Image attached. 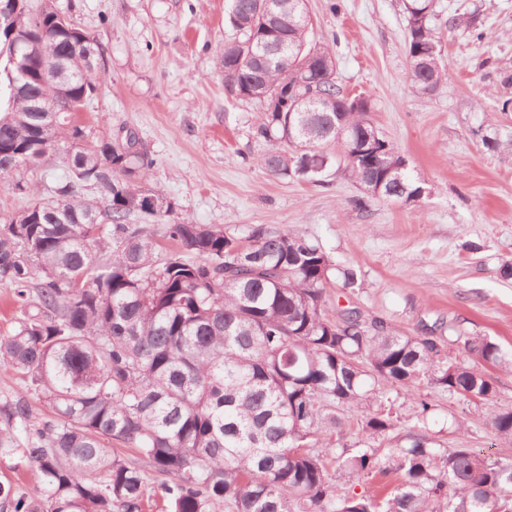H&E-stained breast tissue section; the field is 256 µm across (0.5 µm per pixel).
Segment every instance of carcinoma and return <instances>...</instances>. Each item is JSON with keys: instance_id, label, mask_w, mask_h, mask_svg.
<instances>
[{"instance_id": "obj_1", "label": "carcinoma", "mask_w": 512, "mask_h": 512, "mask_svg": "<svg viewBox=\"0 0 512 512\" xmlns=\"http://www.w3.org/2000/svg\"><path fill=\"white\" fill-rule=\"evenodd\" d=\"M408 80L431 97L447 83L432 0H402ZM45 0L22 36L43 43L53 76L27 59L0 110V181L67 148L68 178L49 196L0 218V284L19 304L0 336V368L20 390L0 398V456L31 466V492L0 482V512H512V407L490 413L496 452L449 446L428 425L422 387L476 406L495 383L479 361L512 372V353L485 336H457L451 355L429 334L400 333L360 311L326 316L333 264L306 236L265 224L225 233L166 224L161 255L138 212L153 158L132 131L87 141L84 126L43 107H84L105 67L98 42ZM224 84L258 100L259 163L287 178L331 165L344 147L372 198L415 203L419 178L346 95L336 59L310 40L307 0H228ZM101 201L85 197L87 188ZM135 449L145 466L112 450ZM391 473L381 496L341 486Z\"/></svg>"}]
</instances>
